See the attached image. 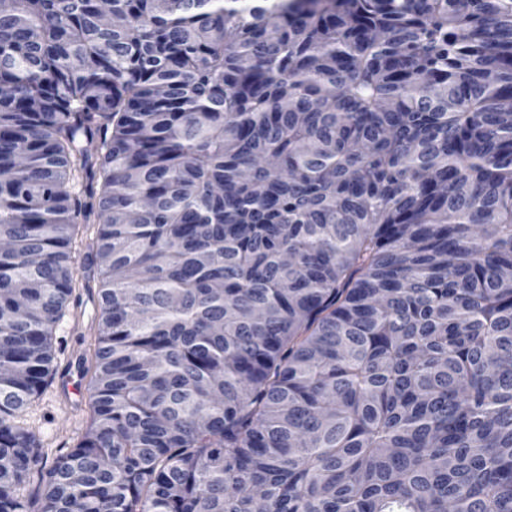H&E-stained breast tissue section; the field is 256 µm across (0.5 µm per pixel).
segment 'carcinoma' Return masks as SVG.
<instances>
[{
	"label": "carcinoma",
	"mask_w": 512,
	"mask_h": 512,
	"mask_svg": "<svg viewBox=\"0 0 512 512\" xmlns=\"http://www.w3.org/2000/svg\"><path fill=\"white\" fill-rule=\"evenodd\" d=\"M0 86V512H512V0H10ZM76 294L80 297L77 309L79 325L75 330L70 321L59 325L55 336L58 373L40 398L33 402L25 421L27 427L43 440L48 451V465L60 448L71 445L84 432L90 421L88 379L83 377L78 358L93 341L98 305L95 296L84 288L77 289ZM60 341L62 351H59ZM71 364V376L74 383L79 385V394L68 390L66 380H63L69 375L68 367ZM66 447L63 451L67 450Z\"/></svg>",
	"instance_id": "1"
}]
</instances>
